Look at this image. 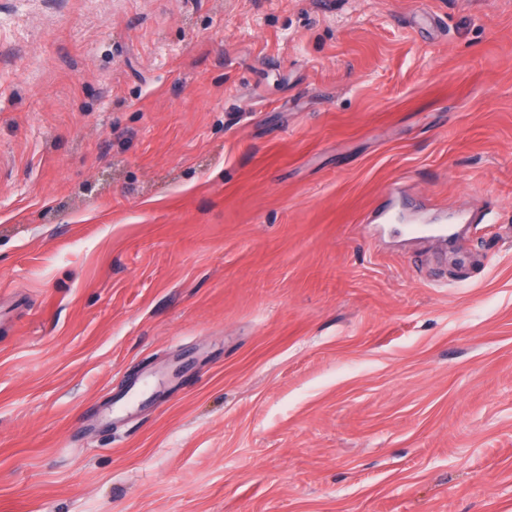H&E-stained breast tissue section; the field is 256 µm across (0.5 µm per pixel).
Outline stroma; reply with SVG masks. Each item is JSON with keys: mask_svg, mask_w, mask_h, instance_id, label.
<instances>
[{"mask_svg": "<svg viewBox=\"0 0 512 512\" xmlns=\"http://www.w3.org/2000/svg\"><path fill=\"white\" fill-rule=\"evenodd\" d=\"M0 512H512V0H0Z\"/></svg>", "mask_w": 512, "mask_h": 512, "instance_id": "1", "label": "stroma"}]
</instances>
